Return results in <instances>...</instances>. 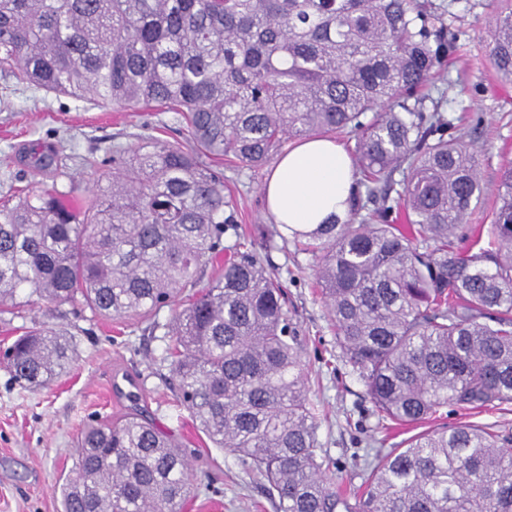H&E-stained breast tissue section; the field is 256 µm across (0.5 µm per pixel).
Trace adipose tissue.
Segmentation results:
<instances>
[{
    "mask_svg": "<svg viewBox=\"0 0 512 512\" xmlns=\"http://www.w3.org/2000/svg\"><path fill=\"white\" fill-rule=\"evenodd\" d=\"M354 183L355 169L345 147L310 136L279 157L262 191L275 223L288 234L345 215Z\"/></svg>",
    "mask_w": 512,
    "mask_h": 512,
    "instance_id": "adipose-tissue-1",
    "label": "adipose tissue"
}]
</instances>
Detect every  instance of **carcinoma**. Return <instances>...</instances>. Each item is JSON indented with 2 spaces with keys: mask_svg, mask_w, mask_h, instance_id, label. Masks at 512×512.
<instances>
[{
  "mask_svg": "<svg viewBox=\"0 0 512 512\" xmlns=\"http://www.w3.org/2000/svg\"><path fill=\"white\" fill-rule=\"evenodd\" d=\"M499 4L490 57L511 78L512 0ZM444 14L433 0H0L5 76L175 112L194 144L116 149L106 185L77 207L54 187L1 205L0 309L80 303L157 329L188 292L164 332L176 401L266 480L278 512H337L348 494L354 512H512V440L466 423L413 437L348 493L325 475L282 284L247 240L224 248L234 220L212 164L262 166L287 138L357 134L349 215L293 232L314 256L346 362L396 425L512 403V165L492 224L466 223L482 194L479 154L418 97L455 48ZM30 157L38 170L54 163L47 146ZM402 167L396 224L388 201ZM226 250L221 277L197 288ZM69 352L32 328L4 359L16 382L41 387ZM189 495L187 457L135 405L82 430L62 484L63 512H183Z\"/></svg>",
  "mask_w": 512,
  "mask_h": 512,
  "instance_id": "1",
  "label": "carcinoma"
}]
</instances>
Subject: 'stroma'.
Masks as SVG:
<instances>
[{
  "instance_id": "35a3bbf8",
  "label": "stroma",
  "mask_w": 512,
  "mask_h": 512,
  "mask_svg": "<svg viewBox=\"0 0 512 512\" xmlns=\"http://www.w3.org/2000/svg\"><path fill=\"white\" fill-rule=\"evenodd\" d=\"M435 2L447 10L458 45L425 92L441 101L455 134L484 153L483 193L472 202L469 221L488 225L501 173L512 162V83L501 82L488 48L496 5L494 0ZM149 136L186 151L193 147L175 113L112 109L0 77V201L23 188L54 186L79 202L97 181L89 159L111 157L116 147ZM37 142L56 145L51 170L29 166L26 155ZM223 170L228 211L239 225L238 231L225 232L224 243L233 245L237 233H245L253 254L281 279L304 352L309 395L319 409V453L337 486L362 485L376 456L406 447L437 423H468L512 437V403L485 409L448 406L432 422L377 428L366 389L336 344L315 286L313 256L296 239L277 232L266 208L262 186L269 166L227 163ZM171 316L170 308H162L154 330L146 321L109 320L78 305L0 312V350L16 339L18 327L35 321L62 333L73 350L69 369L39 389L20 387L0 363V512H62L60 487L74 466V441L85 423L125 414L134 402L188 453L195 495L185 512H277L263 479L237 454L214 447L188 411L176 405L166 381L161 330ZM122 372L137 380L134 397L111 389V375Z\"/></svg>"
}]
</instances>
